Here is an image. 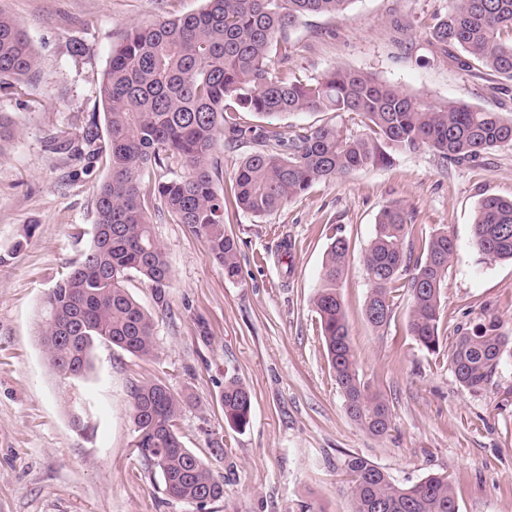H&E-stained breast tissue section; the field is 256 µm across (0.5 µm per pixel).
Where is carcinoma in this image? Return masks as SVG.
Masks as SVG:
<instances>
[{
	"mask_svg": "<svg viewBox=\"0 0 512 512\" xmlns=\"http://www.w3.org/2000/svg\"><path fill=\"white\" fill-rule=\"evenodd\" d=\"M352 0H204L196 12L128 28L112 51L98 86L107 134L109 173L96 193L97 220L89 249L44 301L42 342L48 366L78 380L93 369V349L104 343L138 357L155 355L151 314L131 295L136 276L167 304L171 272L153 233V216H169L204 243L224 276L239 275L238 242L224 226V192L217 181L218 144L251 147L234 175L236 206L256 217L269 215L316 184L383 165L390 153L428 149L442 163L461 164L481 153L512 146V119L463 102L434 105L423 96L362 72L334 67L299 80L270 71L271 53L288 62V32L314 15H340ZM429 36L442 50L456 49L464 71L487 70L512 81V0H453ZM38 61L21 24L0 9V91L18 94ZM239 112L258 117L295 112H334L364 128L349 136L343 126L323 123L284 132L275 126H244ZM89 129L81 144L60 149L88 163ZM177 164L180 175L151 173ZM414 224L404 208L384 207L363 263L370 284L368 322L390 324L394 293L410 297L407 332L424 349L440 348L439 321L445 278L455 240L439 231L424 240L421 256L406 249ZM473 243L484 259L512 260V199L483 198L473 219ZM348 245L337 237L322 265L312 303L329 365L350 419L376 437L392 425L389 402L358 373L339 291ZM508 337L494 319L456 336L448 357L457 381L485 389L497 372ZM130 419L141 438L136 448L145 472L159 476L165 495L201 507L224 497V477L185 446L177 428L191 403L167 385H129ZM224 420L241 430L250 421L252 396L229 378L220 396ZM353 512H458L448 477L429 475L411 486L394 483L363 457L344 461Z\"/></svg>",
	"mask_w": 512,
	"mask_h": 512,
	"instance_id": "obj_1",
	"label": "carcinoma"
}]
</instances>
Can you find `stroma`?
<instances>
[{"label":"stroma","mask_w":512,"mask_h":512,"mask_svg":"<svg viewBox=\"0 0 512 512\" xmlns=\"http://www.w3.org/2000/svg\"><path fill=\"white\" fill-rule=\"evenodd\" d=\"M203 0H0L25 29L40 74L25 93L0 92L16 135L0 152V512H352L343 462L360 456L396 483L448 477L459 512H512V342L491 384L456 380L448 349L461 330L496 318L512 339V262L484 260L473 245L482 198H512V147L463 164L433 154H394L390 164L318 184L256 217L228 204L240 273L228 279L201 239L171 218L154 230L167 254V307L134 279L132 295L154 318L157 350L142 358L107 344L87 378L60 379L40 341L46 294L87 251L95 193L106 171L49 147L83 140L101 115L97 89L113 49L133 24L174 19ZM450 0H353L346 14L304 18L289 35L288 70L300 79L343 66L432 103L463 101L512 117V82L443 58L428 28ZM412 216L413 243L444 230L457 249L440 312V349L408 335L409 300L394 298L389 326L365 317L363 255L381 209ZM349 250L341 284L359 374L392 406L393 427L376 437L347 415L328 365L312 298L334 237ZM252 394L250 423L224 420L227 378ZM159 381L192 398L178 420L186 447L224 477V498L197 505L166 497L133 447L128 387ZM80 413L91 433L78 431ZM226 454L211 455L209 439Z\"/></svg>","instance_id":"obj_1"}]
</instances>
